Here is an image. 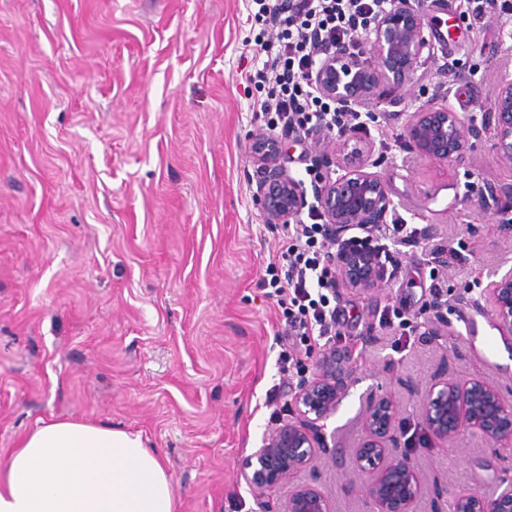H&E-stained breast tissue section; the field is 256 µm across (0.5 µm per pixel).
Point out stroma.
Masks as SVG:
<instances>
[{
	"label": "stroma",
	"instance_id": "stroma-1",
	"mask_svg": "<svg viewBox=\"0 0 512 512\" xmlns=\"http://www.w3.org/2000/svg\"><path fill=\"white\" fill-rule=\"evenodd\" d=\"M427 9L433 55L412 84L384 83L400 104L374 106L359 133L422 236L387 237L398 273L381 290L342 289L353 319L341 342L361 353L354 382L311 467L258 491L245 464L290 419L295 383L278 371L282 314L263 285L283 229L257 206L247 158L265 130L252 105L266 92L248 80L263 40L256 5L0 0V453L41 420L74 416L142 434L165 458L177 512H282L300 483L331 512H376L353 470L377 394L397 406L398 449L420 471L412 512H449L450 485L490 494L512 478V453L475 432L417 441L418 392L433 378L479 377L512 402V364L493 350L512 353V337L484 295L512 268V166L483 110L512 70V39L459 0ZM430 100L473 126L471 164L407 150L400 115ZM282 144L294 177L301 156L345 160L330 138ZM439 244L462 263L443 269ZM383 315L426 328L384 329Z\"/></svg>",
	"mask_w": 512,
	"mask_h": 512
}]
</instances>
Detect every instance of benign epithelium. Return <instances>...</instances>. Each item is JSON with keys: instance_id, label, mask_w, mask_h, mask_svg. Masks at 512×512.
<instances>
[{"instance_id": "7a95c632", "label": "benign epithelium", "mask_w": 512, "mask_h": 512, "mask_svg": "<svg viewBox=\"0 0 512 512\" xmlns=\"http://www.w3.org/2000/svg\"><path fill=\"white\" fill-rule=\"evenodd\" d=\"M425 0H394L392 8L373 22L370 51L378 68L366 65L346 44L324 53L312 81L327 99L345 108H365L377 100L385 80L412 83L424 51L431 45L424 35ZM490 108L495 120L500 158L512 165V73L500 75ZM405 139L419 157L448 165L469 161L470 143L463 118L450 105H424L406 114ZM282 142L267 134L252 137L248 158L259 176L255 200L270 224H285L308 203L307 191L280 164ZM369 161L328 174L319 188L323 219L336 240L334 260L343 283L372 293L385 282L378 259L370 252L352 253L344 247L346 233L358 226L375 227L398 220L383 178L368 171ZM490 315L499 330L512 335V269L488 289ZM356 363L353 348L322 349L312 359V377L299 383L291 398L292 419L269 435L248 462L245 475L255 488L270 487L285 476L310 467L316 449L323 447L321 422L346 394ZM425 435L441 442L454 441L464 429L479 433L499 452L512 448V403L479 378L437 380L421 395ZM397 409L386 397H369L366 432L357 448V471L365 478V491L377 512H410L421 492V481L410 457L390 447L395 441ZM284 512H330L326 496L310 484L295 486ZM452 512H512V480L483 495L475 490L453 496Z\"/></svg>"}]
</instances>
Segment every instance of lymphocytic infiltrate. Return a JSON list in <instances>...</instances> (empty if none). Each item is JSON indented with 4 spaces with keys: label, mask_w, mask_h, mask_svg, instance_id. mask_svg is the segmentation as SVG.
I'll use <instances>...</instances> for the list:
<instances>
[{
    "label": "lymphocytic infiltrate",
    "mask_w": 512,
    "mask_h": 512,
    "mask_svg": "<svg viewBox=\"0 0 512 512\" xmlns=\"http://www.w3.org/2000/svg\"><path fill=\"white\" fill-rule=\"evenodd\" d=\"M274 32L261 43L264 56L255 76L275 91L255 107L269 129H282L296 141L328 135L358 121L316 93L307 78L327 45H358L371 22L387 12L392 0H255ZM280 246L281 265L272 267L268 283L282 310L279 370L284 377L301 372L300 345L316 342L335 347L341 336V283L332 263L334 244L324 230L317 204L305 217L287 225Z\"/></svg>",
    "instance_id": "lymphocytic-infiltrate-1"
}]
</instances>
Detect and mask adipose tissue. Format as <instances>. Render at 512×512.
<instances>
[{
    "label": "adipose tissue",
    "mask_w": 512,
    "mask_h": 512,
    "mask_svg": "<svg viewBox=\"0 0 512 512\" xmlns=\"http://www.w3.org/2000/svg\"><path fill=\"white\" fill-rule=\"evenodd\" d=\"M141 435L76 417L42 422L0 457V512H176Z\"/></svg>",
    "instance_id": "obj_1"
}]
</instances>
